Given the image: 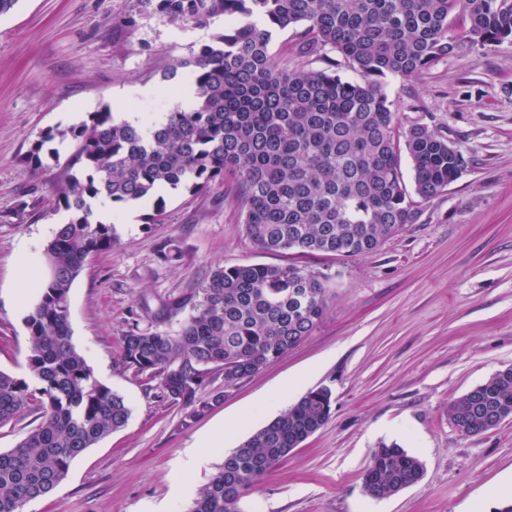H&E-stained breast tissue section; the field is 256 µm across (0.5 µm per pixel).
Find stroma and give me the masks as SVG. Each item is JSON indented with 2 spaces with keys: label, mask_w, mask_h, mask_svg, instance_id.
<instances>
[{
  "label": "stroma",
  "mask_w": 512,
  "mask_h": 512,
  "mask_svg": "<svg viewBox=\"0 0 512 512\" xmlns=\"http://www.w3.org/2000/svg\"><path fill=\"white\" fill-rule=\"evenodd\" d=\"M217 25L172 24L141 14L137 0H18L0 15V370L26 376L24 318L42 285L23 289L17 263L44 277L43 250L66 216L58 189L73 161L72 139L31 167L41 133L124 110L117 89L152 85L151 121L182 101L166 72L210 41ZM387 93L401 125L423 123L461 150L467 167L424 206L420 223L377 251L348 259L256 249L223 187L164 193L153 204L109 212L112 250L89 256L70 291L72 343L94 377L131 408L122 429L87 449L49 496L24 512H188L203 485L253 432L307 391L334 398L326 426L277 464L240 503L241 512H494L493 487L512 480V422L463 437L448 422L451 398L512 364V44L466 49L419 77L392 78ZM174 241L182 259L166 263ZM293 263L332 273L319 328L242 381L223 405L190 427L181 412L118 359L141 305L197 287L237 264ZM198 476L183 469L189 448L216 430ZM419 458L423 479L372 499L363 475L378 442Z\"/></svg>",
  "instance_id": "35a3bbf8"
}]
</instances>
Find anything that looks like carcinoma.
Segmentation results:
<instances>
[{
	"label": "carcinoma",
	"instance_id": "cac0c4a2",
	"mask_svg": "<svg viewBox=\"0 0 512 512\" xmlns=\"http://www.w3.org/2000/svg\"><path fill=\"white\" fill-rule=\"evenodd\" d=\"M170 23L224 18L212 42L170 69L185 70L192 102L160 125L118 122L110 109L68 129H49L27 162L39 168L45 146L77 142L58 205L69 212L44 249L49 268L39 301L25 317L29 378L0 370V424L36 413L40 423L0 451V512H23L51 494L87 449L123 428L125 398L100 383L71 342L69 295L91 254L112 249L113 225L93 220L91 201L114 206L155 199L163 189L192 195L234 189L244 233L266 253L294 251L352 258L379 249L417 224L422 204L443 194L467 166L448 138L425 124L401 128L388 78L411 79L463 47L512 43V0H137ZM293 29L296 58L270 51ZM337 57H331L328 52ZM315 55L322 67L304 58ZM356 71L342 78L337 67ZM412 185L401 169V150ZM331 276L288 264H242L211 271L198 288L163 298L155 314L187 317L176 330L131 328L121 337L123 367L190 426L220 404L226 388L263 369L321 324ZM224 385L214 386L217 378ZM331 391L306 392L238 448L202 485L189 512H241L240 501L332 417ZM448 422L478 436L512 420V365L448 400ZM423 463L397 443L372 450L363 490L393 496L423 477Z\"/></svg>",
	"mask_w": 512,
	"mask_h": 512
}]
</instances>
